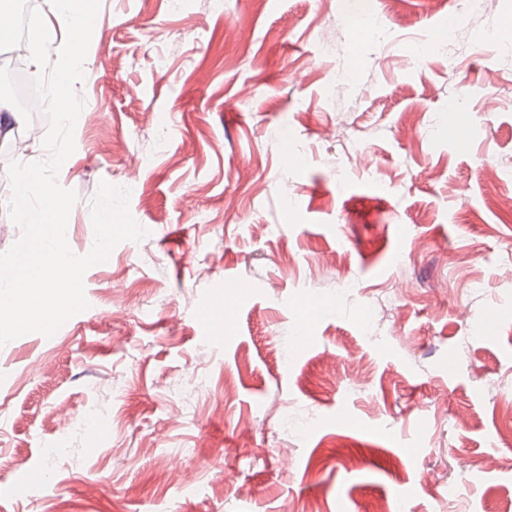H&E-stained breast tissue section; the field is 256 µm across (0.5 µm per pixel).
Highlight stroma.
Returning <instances> with one entry per match:
<instances>
[{
    "label": "stroma",
    "mask_w": 512,
    "mask_h": 512,
    "mask_svg": "<svg viewBox=\"0 0 512 512\" xmlns=\"http://www.w3.org/2000/svg\"><path fill=\"white\" fill-rule=\"evenodd\" d=\"M506 16L512 0H101L58 175L78 194L67 240L91 250L103 180L148 235L85 273L89 306L54 336L0 347V512H448L452 487L462 512H506ZM25 130L0 129V252Z\"/></svg>",
    "instance_id": "35a3bbf8"
}]
</instances>
